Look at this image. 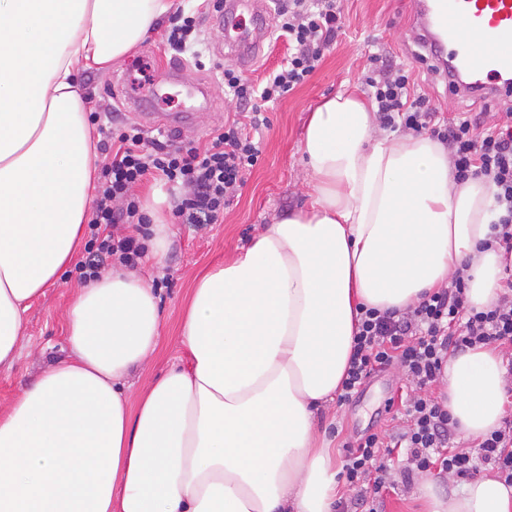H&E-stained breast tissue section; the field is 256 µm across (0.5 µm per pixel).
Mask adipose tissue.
<instances>
[{
  "instance_id": "adipose-tissue-1",
  "label": "adipose tissue",
  "mask_w": 512,
  "mask_h": 512,
  "mask_svg": "<svg viewBox=\"0 0 512 512\" xmlns=\"http://www.w3.org/2000/svg\"><path fill=\"white\" fill-rule=\"evenodd\" d=\"M171 0H0V369L23 314L84 244L96 149L77 77L121 60ZM302 150L308 209L266 225L195 281L181 319L186 365L129 399L159 347L156 291L117 270L77 288L67 359L0 413V512H333L336 453L317 429L353 348L358 305L407 311L463 270L470 306L504 291L512 262L488 246L483 178L456 182L447 149L377 127L341 93L312 112ZM504 347L451 357L448 410L463 442L501 425ZM426 512H512L492 476Z\"/></svg>"
}]
</instances>
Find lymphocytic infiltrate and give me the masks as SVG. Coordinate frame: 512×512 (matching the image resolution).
<instances>
[{"label": "lymphocytic infiltrate", "instance_id": "lymphocytic-infiltrate-1", "mask_svg": "<svg viewBox=\"0 0 512 512\" xmlns=\"http://www.w3.org/2000/svg\"><path fill=\"white\" fill-rule=\"evenodd\" d=\"M341 25L338 0H291L283 6L278 30L291 47L285 63L257 84L235 69L222 70L224 89L240 109L204 146H176L132 124L118 133L111 123L100 124L98 148L108 161L88 220L85 254L76 265L80 281L112 268L139 267L150 219L134 189L147 177L181 189L174 207L180 223H218L259 161L252 132L267 125L266 104L282 100L313 75ZM365 83L383 127L430 133L447 148L456 182L484 177L492 183L498 211L493 240L511 250L512 113L490 127L476 115L441 118L430 98L415 90L411 70L382 54L369 56ZM466 290L459 271L448 287L424 294L409 312L359 307L339 401H349L369 378L394 365L401 367L410 392L385 408L393 429L346 442L341 476L354 495L338 501L335 512H383L395 483L411 485L417 475L433 470L442 478L466 479L487 464L512 485V418L504 417L498 429L461 448L458 428L436 394L452 356L480 344L512 345V281L497 302L480 311L469 308ZM398 449L403 456L396 462L392 455Z\"/></svg>", "mask_w": 512, "mask_h": 512}]
</instances>
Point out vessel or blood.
I'll return each instance as SVG.
<instances>
[{"label": "vessel or blood", "instance_id": "obj_1", "mask_svg": "<svg viewBox=\"0 0 512 512\" xmlns=\"http://www.w3.org/2000/svg\"><path fill=\"white\" fill-rule=\"evenodd\" d=\"M249 11L253 35L242 32ZM417 41L453 95L512 97V0H412ZM264 0H224L227 55L241 68L261 58L270 35Z\"/></svg>", "mask_w": 512, "mask_h": 512}]
</instances>
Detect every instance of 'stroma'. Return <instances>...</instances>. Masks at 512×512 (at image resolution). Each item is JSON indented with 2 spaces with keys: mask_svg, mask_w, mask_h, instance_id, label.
Segmentation results:
<instances>
[{
  "mask_svg": "<svg viewBox=\"0 0 512 512\" xmlns=\"http://www.w3.org/2000/svg\"><path fill=\"white\" fill-rule=\"evenodd\" d=\"M184 14L196 17L198 35L205 44L201 58L176 55L167 42L171 18H164L140 45L111 70L88 71L80 81L89 110L115 115L117 120L141 123L140 108L115 97L112 79L128 83L146 82L163 87L166 99L155 101L159 112L188 110L192 122L180 133L182 143L204 145L213 129L233 117L237 105L224 91L221 72L229 61L222 55L224 29L213 10V0H174ZM410 0H342L343 27L326 51L318 69L303 85L267 112L268 125L260 132L263 153L256 167L245 177L236 197L224 209L218 224H181L175 221L173 203L158 181L149 179L135 189L140 198L162 196L160 214L170 226L169 245L162 264L144 263L142 270L155 281L162 327L158 352L143 371L131 375L125 386L128 397L165 375L172 365L185 361L179 337V322L189 290L195 280L214 266L233 260L248 247L265 225L307 207L306 171L301 151L306 125L312 112L339 93L353 92L368 97L363 81L370 54L389 52L398 63L413 72L418 91L426 93L442 117L483 113L486 124L505 116L511 102L505 99L460 98L448 94L444 81L428 64L418 59L420 47L413 39L409 21ZM181 63L178 80H171L168 66ZM80 282L74 268H67L58 284L47 288L24 315L19 357L12 368L0 369V409H5L42 371L69 354L67 309ZM396 368H389L367 380L352 399L334 404L319 416L336 450L344 461V444L366 431L386 429L389 418L378 415L387 398L404 387Z\"/></svg>",
  "mask_w": 512,
  "mask_h": 512,
  "instance_id": "stroma-1",
  "label": "stroma"
}]
</instances>
